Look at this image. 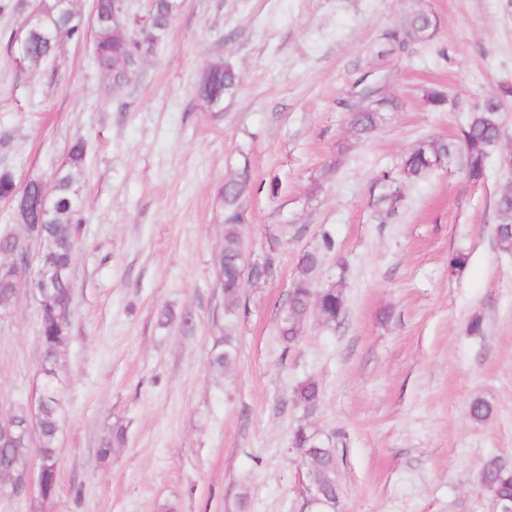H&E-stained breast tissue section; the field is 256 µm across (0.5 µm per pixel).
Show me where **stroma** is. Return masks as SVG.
<instances>
[{
  "mask_svg": "<svg viewBox=\"0 0 512 512\" xmlns=\"http://www.w3.org/2000/svg\"><path fill=\"white\" fill-rule=\"evenodd\" d=\"M39 2L0 0V170L47 178L83 140L84 223L59 358L56 493L0 499V512H309L291 446L303 423L335 450L337 512H492L477 474L490 456L512 463V254L494 237L512 176L494 154L471 183L459 154L405 184L395 217L371 203L380 171L420 141L457 140L512 84V0H183L127 86L97 67L87 39L18 70L7 42ZM418 10L439 16L436 37L378 57L382 32ZM217 62L240 80L214 111L197 85ZM432 86L447 105L425 103ZM366 89L399 109L339 153L344 104ZM245 161L244 258L273 253L276 271L244 284L238 358L217 372L218 189ZM330 163L335 175L308 197ZM326 233L335 248L321 277L344 279L343 315L310 317L284 348L298 261ZM459 250L469 259L454 270ZM41 357L39 305L22 284L0 316V413L31 404ZM307 377L322 388L310 418L292 399ZM477 398L493 407L487 421L469 416ZM117 421L127 444L100 457Z\"/></svg>",
  "mask_w": 512,
  "mask_h": 512,
  "instance_id": "obj_1",
  "label": "stroma"
}]
</instances>
